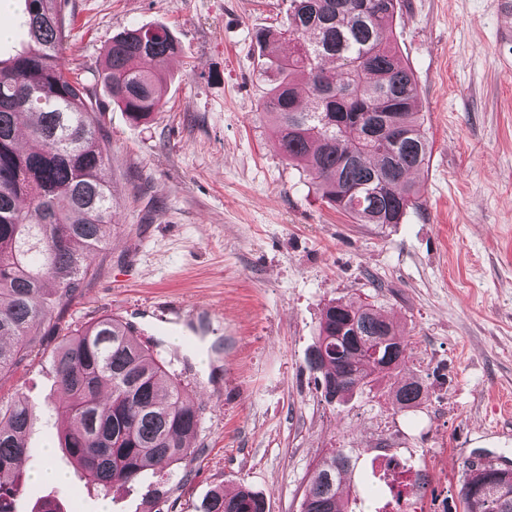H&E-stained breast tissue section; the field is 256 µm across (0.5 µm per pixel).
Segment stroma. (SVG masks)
I'll list each match as a JSON object with an SVG mask.
<instances>
[{"label":"stroma","instance_id":"stroma-1","mask_svg":"<svg viewBox=\"0 0 512 512\" xmlns=\"http://www.w3.org/2000/svg\"><path fill=\"white\" fill-rule=\"evenodd\" d=\"M288 0H68L61 58L79 69L110 147L116 240L35 348L0 373V400L38 411L15 512L58 499L64 512H151L156 477L102 495L64 449L51 354L103 315L160 337L187 394L205 406L190 456L175 464L170 512H198L216 489L249 486L266 512H302L320 464L348 452L344 512H376V449L435 477L425 512H462L469 465L512 469V45L502 0H401L389 33L419 90L432 149L413 175L418 209L399 224H360L315 193L278 152L259 106L276 78L256 35L278 30ZM168 27L181 44L162 106L136 123L99 74L113 36ZM369 303L407 340L398 375L327 402L308 365L321 313ZM202 342L179 353L185 332ZM417 381L427 399L394 402ZM63 484L34 481L45 460Z\"/></svg>","mask_w":512,"mask_h":512}]
</instances>
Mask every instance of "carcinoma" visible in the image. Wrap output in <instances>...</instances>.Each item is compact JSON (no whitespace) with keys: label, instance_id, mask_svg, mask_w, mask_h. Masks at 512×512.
I'll return each instance as SVG.
<instances>
[{"label":"carcinoma","instance_id":"obj_1","mask_svg":"<svg viewBox=\"0 0 512 512\" xmlns=\"http://www.w3.org/2000/svg\"><path fill=\"white\" fill-rule=\"evenodd\" d=\"M26 41L0 57V372L21 360L41 327L95 274V257L112 244L114 198L101 177L108 159L100 120L87 103L81 74L65 67V0H23ZM288 0L283 29L261 33L278 79L261 111L279 150L303 165L336 210L362 224H399L418 207L410 175L430 153L412 69L388 41L397 0ZM181 52L163 26H139L112 38L101 81L112 102L142 121L159 109L166 65ZM308 105H300L299 88ZM34 117L28 143L19 117ZM370 304L337 301L322 314L310 360L328 402L342 399L406 364L407 344ZM380 349L370 360L368 350ZM70 422L61 447L84 477L107 490L147 473L168 483L172 466L192 453L187 437L201 426L203 406L177 374L144 344L133 324L100 316L62 339L51 356ZM427 388L397 387L400 408L419 406ZM36 408L26 398L0 402V512H14L18 464ZM353 467L339 450L308 488L303 512H342L338 480ZM465 512H512V470L468 469L460 488ZM201 512H266L242 486L215 491Z\"/></svg>","mask_w":512,"mask_h":512}]
</instances>
